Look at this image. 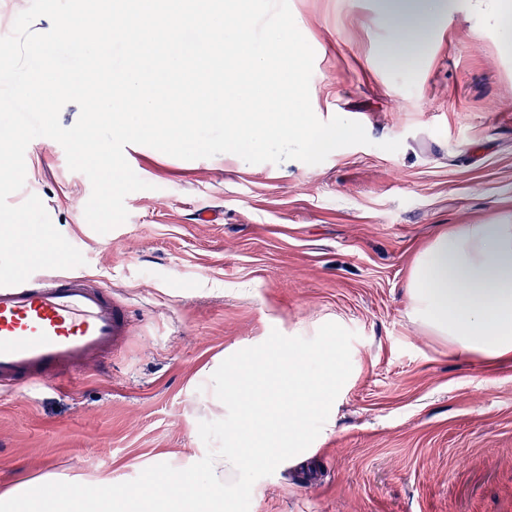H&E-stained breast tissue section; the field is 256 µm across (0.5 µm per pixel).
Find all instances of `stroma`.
I'll use <instances>...</instances> for the list:
<instances>
[{
	"label": "stroma",
	"instance_id": "stroma-1",
	"mask_svg": "<svg viewBox=\"0 0 512 512\" xmlns=\"http://www.w3.org/2000/svg\"><path fill=\"white\" fill-rule=\"evenodd\" d=\"M289 4L315 51L316 116L360 122L368 144L317 165L128 145L148 187L105 234L61 145H28L10 204L42 200L128 329L101 364L0 391V492L48 471L117 484L183 458L203 445L200 421L221 417L209 368L271 331L310 338L334 322L356 334L351 375L315 455L257 480L250 512H512V365L456 355L406 293L443 228L512 223V0H434L427 47L404 69L381 56L378 0Z\"/></svg>",
	"mask_w": 512,
	"mask_h": 512
}]
</instances>
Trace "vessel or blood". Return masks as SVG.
Masks as SVG:
<instances>
[{
	"label": "vessel or blood",
	"mask_w": 512,
	"mask_h": 512,
	"mask_svg": "<svg viewBox=\"0 0 512 512\" xmlns=\"http://www.w3.org/2000/svg\"><path fill=\"white\" fill-rule=\"evenodd\" d=\"M125 330L111 291L82 277L39 270L23 284L0 286V389L95 364Z\"/></svg>",
	"instance_id": "1"
}]
</instances>
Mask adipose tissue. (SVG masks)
I'll return each instance as SVG.
<instances>
[{"label":"adipose tissue","mask_w":512,"mask_h":512,"mask_svg":"<svg viewBox=\"0 0 512 512\" xmlns=\"http://www.w3.org/2000/svg\"><path fill=\"white\" fill-rule=\"evenodd\" d=\"M392 24L385 59L411 60L426 45L432 0H380ZM409 310L458 354L512 362V224H455L414 258Z\"/></svg>","instance_id":"obj_1"}]
</instances>
